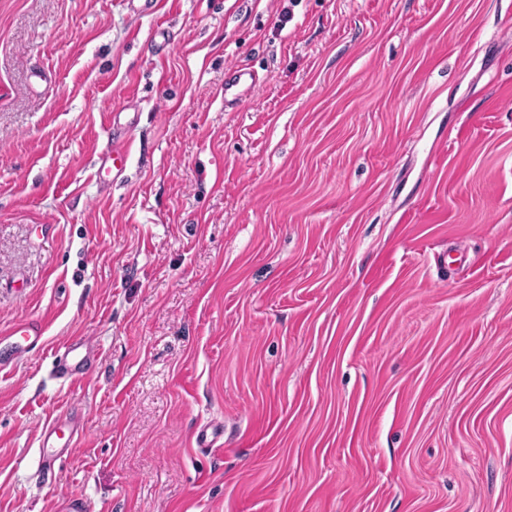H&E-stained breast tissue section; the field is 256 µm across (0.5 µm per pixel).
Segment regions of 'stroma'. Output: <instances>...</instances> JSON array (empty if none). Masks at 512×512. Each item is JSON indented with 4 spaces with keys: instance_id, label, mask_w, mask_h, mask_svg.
<instances>
[{
    "instance_id": "1",
    "label": "stroma",
    "mask_w": 512,
    "mask_h": 512,
    "mask_svg": "<svg viewBox=\"0 0 512 512\" xmlns=\"http://www.w3.org/2000/svg\"><path fill=\"white\" fill-rule=\"evenodd\" d=\"M232 66L261 84L228 109ZM26 317L0 512H512V0H0ZM95 357L84 336L71 337L54 353L52 373L70 385H79L87 378ZM61 429V426H57L53 423L42 436L40 446L42 448L43 464L47 469H51L55 465V462L61 459L63 454L66 453L67 455H70L76 449L70 447L67 441L64 443V446H67V448L58 447V439H60L59 433Z\"/></svg>"
}]
</instances>
